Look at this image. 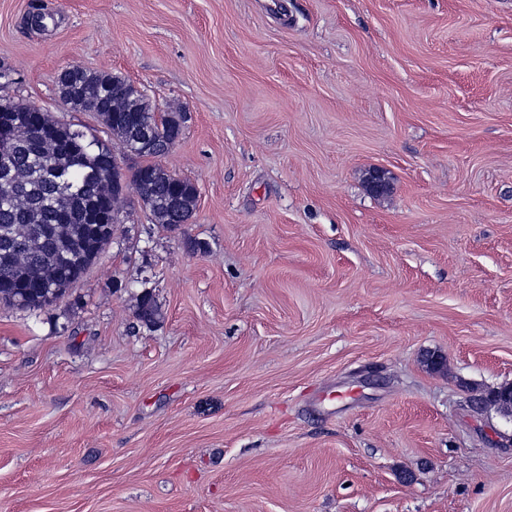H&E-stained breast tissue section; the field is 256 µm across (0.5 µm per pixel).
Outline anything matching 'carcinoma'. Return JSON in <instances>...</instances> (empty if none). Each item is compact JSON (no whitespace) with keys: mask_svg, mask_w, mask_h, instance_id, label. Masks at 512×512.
Returning <instances> with one entry per match:
<instances>
[{"mask_svg":"<svg viewBox=\"0 0 512 512\" xmlns=\"http://www.w3.org/2000/svg\"><path fill=\"white\" fill-rule=\"evenodd\" d=\"M57 81L61 101L81 112H94L109 137L126 147L143 125L153 130L157 148L140 152L143 162L132 174L137 188L148 186L156 200L174 195L196 206L195 185L178 177L158 176L154 159L165 155L164 142L181 115L141 108L120 90H112L103 73L68 70ZM68 124L41 111L17 126L14 139L0 146V279L13 284L0 300L18 305L35 295L31 280L47 289L27 306L38 310L62 299L79 274L86 273L114 235L117 225L91 220V214L121 212L122 191L112 174V147L94 136L67 134ZM152 221L178 228L167 209L145 203Z\"/></svg>","mask_w":512,"mask_h":512,"instance_id":"1","label":"carcinoma"}]
</instances>
